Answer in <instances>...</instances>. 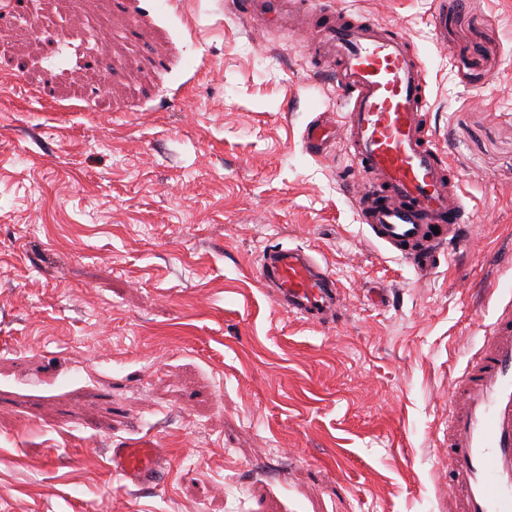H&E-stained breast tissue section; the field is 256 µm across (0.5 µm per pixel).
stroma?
Here are the masks:
<instances>
[{
  "label": "stroma",
  "instance_id": "stroma-1",
  "mask_svg": "<svg viewBox=\"0 0 512 512\" xmlns=\"http://www.w3.org/2000/svg\"><path fill=\"white\" fill-rule=\"evenodd\" d=\"M406 31L474 215L428 276L367 240L310 32L236 0H0V512H448V382L512 303V0H329ZM301 247L317 325L256 270ZM156 448L169 478L113 472ZM259 273L279 305L313 323L333 318L331 309L344 295L333 274L301 247L269 249ZM140 447V444H131L112 449V466L135 483L160 482L163 476L156 464V448Z\"/></svg>",
  "mask_w": 512,
  "mask_h": 512
}]
</instances>
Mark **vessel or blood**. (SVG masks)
I'll list each match as a JSON object with an SVG mask.
<instances>
[{"label":"vessel or blood","instance_id":"obj_1","mask_svg":"<svg viewBox=\"0 0 512 512\" xmlns=\"http://www.w3.org/2000/svg\"><path fill=\"white\" fill-rule=\"evenodd\" d=\"M264 25L288 19L285 0H238ZM313 67L331 72L345 99L339 126L366 185L352 194L367 237L426 272L464 240L473 221L446 152L436 143L424 97L428 73L404 31L356 20L319 4ZM261 279L278 304L317 324L328 322L344 292L303 248L268 250ZM448 500L452 512H512V306L499 312L466 369L449 388ZM156 451L132 444L112 465L137 483H157Z\"/></svg>","mask_w":512,"mask_h":512}]
</instances>
